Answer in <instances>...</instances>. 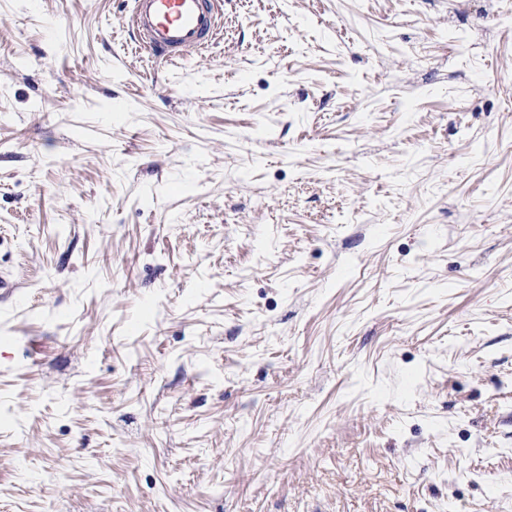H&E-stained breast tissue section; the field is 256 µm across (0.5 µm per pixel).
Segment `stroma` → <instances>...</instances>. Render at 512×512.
<instances>
[{
  "instance_id": "stroma-1",
  "label": "stroma",
  "mask_w": 512,
  "mask_h": 512,
  "mask_svg": "<svg viewBox=\"0 0 512 512\" xmlns=\"http://www.w3.org/2000/svg\"><path fill=\"white\" fill-rule=\"evenodd\" d=\"M0 0V512H512L506 0ZM128 29L137 47L177 64L207 49L222 22L221 0H133Z\"/></svg>"
}]
</instances>
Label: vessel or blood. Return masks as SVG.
Returning a JSON list of instances; mask_svg holds the SVG:
<instances>
[{"label": "vessel or blood", "instance_id": "vessel-or-blood-1", "mask_svg": "<svg viewBox=\"0 0 512 512\" xmlns=\"http://www.w3.org/2000/svg\"><path fill=\"white\" fill-rule=\"evenodd\" d=\"M222 13V0H133L128 29L139 49L176 64L213 43Z\"/></svg>", "mask_w": 512, "mask_h": 512}]
</instances>
